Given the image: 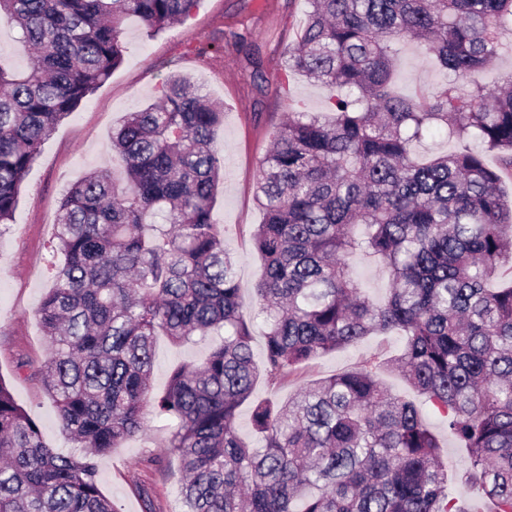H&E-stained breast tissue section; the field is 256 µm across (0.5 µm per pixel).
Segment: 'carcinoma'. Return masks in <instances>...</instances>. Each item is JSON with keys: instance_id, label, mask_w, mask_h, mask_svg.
<instances>
[{"instance_id": "cac0c4a2", "label": "carcinoma", "mask_w": 512, "mask_h": 512, "mask_svg": "<svg viewBox=\"0 0 512 512\" xmlns=\"http://www.w3.org/2000/svg\"><path fill=\"white\" fill-rule=\"evenodd\" d=\"M307 2L285 77L337 94L322 115L288 112L257 166L263 361L212 217L224 107L172 73L155 102L112 128L122 179L92 171L59 201L51 249L62 261L36 309L48 356L32 375L84 452L49 445L0 380V512H119L100 490L97 459L144 433L150 409L168 422L183 512H464L439 440L380 370L404 377L467 448L457 482L477 487L493 512H512V285L489 287L512 261L502 190L512 88L478 80L512 34V0ZM196 4L0 0V22L35 53L24 72L0 65V234L43 141L122 65L124 20L157 34ZM406 40L453 76L423 106L392 90ZM433 129L484 151L422 162L417 147ZM356 251L388 269L382 300L350 274ZM159 330L175 343L223 337L155 397ZM392 331L405 336L398 356L316 381L284 404H254L259 443L239 436L238 409L258 380L278 388L301 365Z\"/></svg>"}]
</instances>
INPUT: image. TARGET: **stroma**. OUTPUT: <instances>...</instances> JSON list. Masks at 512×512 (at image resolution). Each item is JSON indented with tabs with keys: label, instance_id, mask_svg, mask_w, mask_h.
Instances as JSON below:
<instances>
[{
	"label": "stroma",
	"instance_id": "35a3bbf8",
	"mask_svg": "<svg viewBox=\"0 0 512 512\" xmlns=\"http://www.w3.org/2000/svg\"><path fill=\"white\" fill-rule=\"evenodd\" d=\"M306 0H201L187 20L152 35L136 18L124 25V62L76 111L44 141L21 187L13 222L0 235V380L19 405L35 417L46 441L64 453L73 444L62 432L52 401L39 381L20 376L19 360L41 365L47 345L36 309L53 285L50 252L56 214L66 186L92 170H121L112 150V128L126 113L153 103L161 82L171 73L190 77L199 91L224 106L218 142L224 169L213 208V220L224 232V246L234 257L244 302H251L261 260L251 231L263 213L254 201L256 165L271 146L272 132L287 112L324 111L330 87L292 76L281 84L288 49L302 28ZM446 80L434 60L416 42H406L396 65V89L419 97ZM348 263L373 300L385 297L390 286L383 263L361 252ZM404 339L394 333L366 337L357 345L320 357L293 374L279 389L257 382L253 398L239 409L236 428L253 440V403L293 397L312 381L341 373L372 358L397 354ZM211 342L200 337L175 344L155 340L152 375L154 393L164 392L172 370L181 364L202 363ZM145 433L98 460L102 493L121 512H143L140 489L151 493L156 512H182L177 456L168 447L161 419L147 413ZM159 462L145 466L146 458Z\"/></svg>",
	"mask_w": 512,
	"mask_h": 512
}]
</instances>
